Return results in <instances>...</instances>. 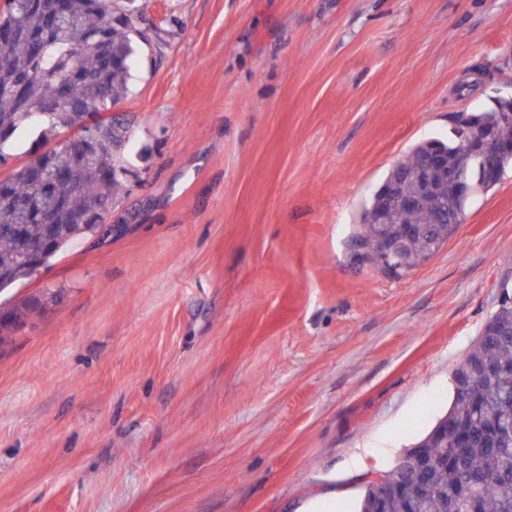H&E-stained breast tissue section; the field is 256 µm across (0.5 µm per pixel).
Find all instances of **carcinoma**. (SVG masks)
<instances>
[{
    "label": "carcinoma",
    "mask_w": 512,
    "mask_h": 512,
    "mask_svg": "<svg viewBox=\"0 0 512 512\" xmlns=\"http://www.w3.org/2000/svg\"><path fill=\"white\" fill-rule=\"evenodd\" d=\"M135 0H5L0 9V162L6 149L20 141L34 126L48 137L69 130L87 116L112 111L125 94L136 52L138 29ZM506 111L498 99L488 109L461 118L454 139L416 145L407 161L392 168L383 180L400 183L402 192L414 191L420 158L434 145L448 156V167L467 174L477 168L472 140L483 128L493 126L497 135L512 142V122L503 123ZM109 144L84 152L59 150L46 157L48 169L37 176L32 162L0 178V290L35 274L26 259L30 249L43 252L42 267L70 242L97 233L112 212L114 191L127 175L124 153L129 128L121 118L112 123ZM79 169L81 187L60 202L52 187V171ZM439 194L416 209L394 212L389 224L380 226L375 215L381 206L376 189L363 209L356 238L378 244L380 232L406 239V250L424 256L427 241L410 233L412 227L442 228L434 223L441 198L465 213L469 194L448 195V181L434 176ZM501 300L489 317V327L512 325V297ZM45 304V295L28 298L22 308L5 312L0 335L27 311ZM489 364L493 369L476 372ZM453 401L433 427L390 469L379 472V481L367 482L358 512H461L474 500L479 512H512V336L487 331L453 372ZM469 439L463 479L458 465L448 458L457 439Z\"/></svg>",
    "instance_id": "obj_1"
}]
</instances>
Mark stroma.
<instances>
[{
  "mask_svg": "<svg viewBox=\"0 0 512 512\" xmlns=\"http://www.w3.org/2000/svg\"><path fill=\"white\" fill-rule=\"evenodd\" d=\"M107 231L0 292V512H353L512 291V168L397 275L388 171L512 96V0H138ZM388 449L354 467L361 448ZM46 294H48V293H46ZM46 294L28 298L23 303L21 308H16V309H11V310H3V311H7V312H3L6 319H3V320L0 319V327L6 331L0 330V335H1L0 339L2 338V335H6L7 333H11L12 331L15 330L14 327L12 328V326L16 323V321L22 315L25 314V310L32 312V311H36V310L42 308L43 305L45 304V295Z\"/></svg>",
  "mask_w": 512,
  "mask_h": 512,
  "instance_id": "stroma-1",
  "label": "stroma"
}]
</instances>
